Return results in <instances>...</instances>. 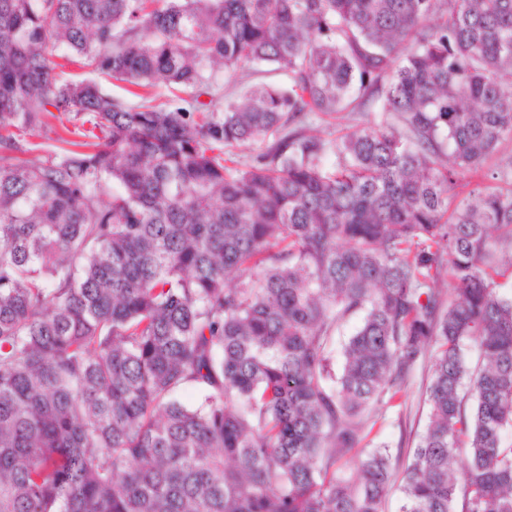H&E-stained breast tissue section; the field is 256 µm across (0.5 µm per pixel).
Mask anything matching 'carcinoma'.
Here are the masks:
<instances>
[{
    "instance_id": "1",
    "label": "carcinoma",
    "mask_w": 512,
    "mask_h": 512,
    "mask_svg": "<svg viewBox=\"0 0 512 512\" xmlns=\"http://www.w3.org/2000/svg\"><path fill=\"white\" fill-rule=\"evenodd\" d=\"M62 48L199 106L60 81ZM250 63L288 85L215 108L211 72ZM373 102L331 141L306 123ZM55 110L91 128L27 158ZM506 139L512 0H0V512H383L364 415L431 344L401 512L460 484L462 512H512V185L448 200Z\"/></svg>"
}]
</instances>
